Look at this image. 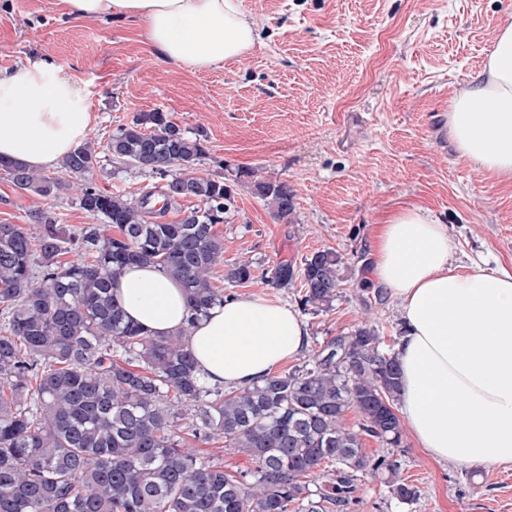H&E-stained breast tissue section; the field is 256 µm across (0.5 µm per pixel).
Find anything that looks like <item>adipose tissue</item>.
Segmentation results:
<instances>
[{"label": "adipose tissue", "instance_id": "adipose-tissue-1", "mask_svg": "<svg viewBox=\"0 0 512 512\" xmlns=\"http://www.w3.org/2000/svg\"><path fill=\"white\" fill-rule=\"evenodd\" d=\"M78 19L144 20L152 45L193 70L238 60L256 27L238 0H58ZM93 116L55 63L0 73V157L41 170L90 134ZM448 135L460 158L512 179V22L501 24L481 70L452 98ZM447 225L421 208L398 209L371 248L370 279L397 300L406 333L396 356L399 407L420 447L455 466L512 465V274L452 262ZM114 295L127 318L164 335L188 317L180 283L150 265L129 266ZM292 306L261 295L225 299L194 324L198 376L243 388L262 382L308 345Z\"/></svg>", "mask_w": 512, "mask_h": 512}]
</instances>
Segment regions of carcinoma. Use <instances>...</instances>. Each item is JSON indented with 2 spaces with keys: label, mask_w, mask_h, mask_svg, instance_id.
<instances>
[{
  "label": "carcinoma",
  "mask_w": 512,
  "mask_h": 512,
  "mask_svg": "<svg viewBox=\"0 0 512 512\" xmlns=\"http://www.w3.org/2000/svg\"><path fill=\"white\" fill-rule=\"evenodd\" d=\"M118 168L162 181L137 198L100 189L97 149L85 142L61 162L65 176L0 158L16 191L42 197L76 190L98 224L76 237L51 216L32 232L0 224V512H344L357 501V473L388 474L395 498L416 491L395 479L396 464L369 463L367 435L400 446L399 367L384 338L362 325L336 336L304 365L247 388L210 385L197 375L187 336L199 317L224 304L212 283L224 262L214 232L233 206L224 178L198 174L203 142L160 109L138 112L109 135ZM274 219L294 222L288 183L256 179ZM200 206L165 221L181 200ZM74 252L78 259L62 262ZM151 264L179 281L190 315L167 336L127 320L112 292L126 266ZM342 258H305L303 306L326 310L340 287ZM280 264L272 284L290 285ZM360 417L357 427L347 412ZM189 423H184V420ZM252 457L248 472L204 464L179 432ZM322 477L316 489L311 479Z\"/></svg>",
  "instance_id": "1"
}]
</instances>
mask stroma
Returning <instances> with one entry per match:
<instances>
[{"mask_svg":"<svg viewBox=\"0 0 512 512\" xmlns=\"http://www.w3.org/2000/svg\"><path fill=\"white\" fill-rule=\"evenodd\" d=\"M240 5L258 29L254 50L196 71L164 58L143 20L75 19L57 0H0V72L34 59L63 68L93 114L89 139L101 151L118 125L156 109L200 136V173L223 176L235 200L214 228L224 261L213 284L225 295L299 306L300 281L275 287L272 269L288 263L298 270L315 252H337L336 300L301 314L308 352L361 325L390 347L402 336L396 302L365 280L373 237L389 210H428L447 224L456 263L512 272V182L476 168L436 136L451 98L483 66L498 25L512 20V0ZM249 170L293 189V223L273 218L254 194ZM93 178L129 197L154 183L115 170L106 157ZM39 211L58 215L73 235L96 221L72 196L21 193L0 173V223L32 230ZM244 262L252 280L229 282L227 272ZM363 448L369 459L396 463L398 479L417 499L400 502L366 471L347 512H512V466L439 464L408 433L401 447L367 436Z\"/></svg>","mask_w":512,"mask_h":512,"instance_id":"1","label":"stroma"}]
</instances>
